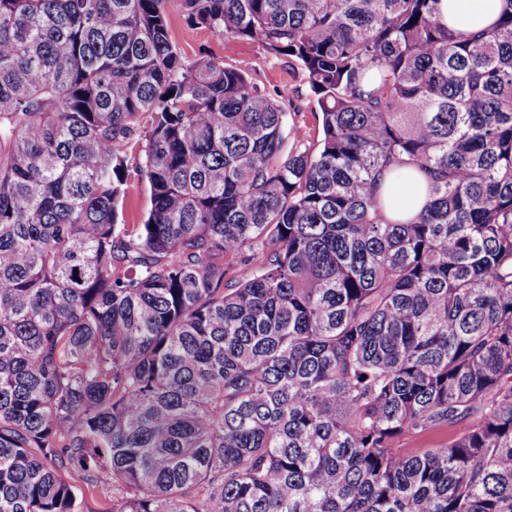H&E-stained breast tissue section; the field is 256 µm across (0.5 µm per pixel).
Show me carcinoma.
<instances>
[{
	"mask_svg": "<svg viewBox=\"0 0 512 512\" xmlns=\"http://www.w3.org/2000/svg\"><path fill=\"white\" fill-rule=\"evenodd\" d=\"M439 2L0 0V512H512V0ZM501 6L502 0H441L440 20L452 29L476 32L498 18ZM171 35L180 45L188 60H193L204 48L209 55L223 59L224 64H231L246 69L255 80L265 85L270 91L280 89L288 92L300 107V111L288 117L289 125L302 127L313 137L317 136L318 118L314 116V105L309 102L310 91L303 71L289 66L288 59L270 57L255 43L217 36L207 30L189 31L181 12L174 10L170 17ZM294 67V68H293ZM316 129V134H315ZM383 195L387 200V216L393 221H407L415 216L424 199L421 177L408 174L399 180H386ZM150 207L149 188L146 182L132 179L124 209L125 224H139Z\"/></svg>",
	"mask_w": 512,
	"mask_h": 512,
	"instance_id": "carcinoma-1",
	"label": "carcinoma"
}]
</instances>
